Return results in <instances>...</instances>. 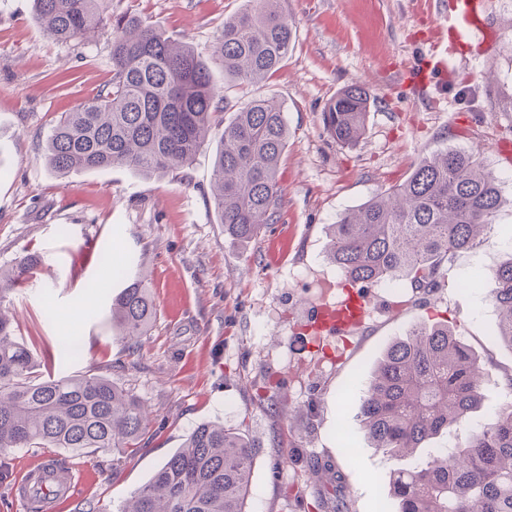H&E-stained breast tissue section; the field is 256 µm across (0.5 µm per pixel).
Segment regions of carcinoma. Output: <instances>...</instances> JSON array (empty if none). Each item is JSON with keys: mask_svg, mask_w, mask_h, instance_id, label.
Here are the masks:
<instances>
[{"mask_svg": "<svg viewBox=\"0 0 512 512\" xmlns=\"http://www.w3.org/2000/svg\"><path fill=\"white\" fill-rule=\"evenodd\" d=\"M108 0H34V16L56 42L111 32L112 78L65 112L45 146L56 173L122 167L150 175L186 169L223 122L224 94L195 50L130 16L112 17ZM224 19L213 54L224 77L241 86L278 70L294 43L278 0H247ZM370 94L360 84L330 100L322 121L341 145L363 136ZM288 124L275 98L251 100L226 126L213 162L212 202L224 235L248 243L276 223L278 182ZM503 203L497 178L480 154L448 150L422 158L410 176L329 227L327 256L344 281L362 287L407 280L431 292L461 252L481 247ZM24 256L0 272V300L36 269ZM498 313L496 335L512 348V257L486 277ZM154 306L144 278L111 307L112 330L134 348L148 334ZM478 357L448 324H422L391 343L360 406L372 447L391 463L398 512H512V402L462 445L424 448L468 420L481 402ZM149 431L132 391L88 371L42 376V360L14 335L0 312V448H68L76 457L109 450L130 455ZM253 437L205 422L139 487L121 512H246Z\"/></svg>", "mask_w": 512, "mask_h": 512, "instance_id": "cac0c4a2", "label": "carcinoma"}]
</instances>
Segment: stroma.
<instances>
[{"label": "stroma", "mask_w": 512, "mask_h": 512, "mask_svg": "<svg viewBox=\"0 0 512 512\" xmlns=\"http://www.w3.org/2000/svg\"><path fill=\"white\" fill-rule=\"evenodd\" d=\"M295 41L284 65L248 89L225 83L230 111L252 98L285 108L288 146L278 177L276 224L247 244L230 242L210 198L218 136L192 167L145 177L127 170L60 175L45 143L62 113L92 98L112 76L111 39L58 43L33 21V0H0V269L37 253L43 264L0 302L14 332L44 360V374L97 368L129 388L150 413L132 456L91 452L74 460L79 506L118 512L201 422L257 438L247 512H328L314 462L342 476V512H396L390 463L371 448L359 417L373 370L388 345L422 323L447 320L486 372L471 420L435 440L463 443L512 401V349L495 334L486 276L512 255V0H485L497 38L455 66L454 83L412 96L400 72L423 58L429 24L418 0H280ZM243 0H111L130 15L210 60L224 20ZM357 83L371 95L363 137L352 146L327 133L322 112ZM477 149L498 179L503 203L493 234L462 254L441 288L402 282V302L368 286L369 313L349 336L308 346L306 310L335 302L342 275L326 258L328 226L436 151ZM97 239L96 250L85 247ZM149 276L155 317L131 354L112 335L110 307L128 277ZM77 332L80 353L56 339ZM43 448L0 451V512H22L7 496Z\"/></svg>", "instance_id": "obj_1"}]
</instances>
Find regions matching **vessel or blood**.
<instances>
[{
    "label": "vessel or blood",
    "instance_id": "obj_1",
    "mask_svg": "<svg viewBox=\"0 0 512 512\" xmlns=\"http://www.w3.org/2000/svg\"><path fill=\"white\" fill-rule=\"evenodd\" d=\"M428 17L437 19L428 50L417 69L408 77L418 90L454 77L453 61L462 56L477 35L494 34L484 13L483 0H424ZM367 314V297L360 287L346 286L336 305H319L307 314L311 326L334 335L360 326ZM79 481L72 467L61 457L41 459L28 468L10 487L13 503H30L33 512H58L63 501L75 498Z\"/></svg>",
    "mask_w": 512,
    "mask_h": 512
}]
</instances>
